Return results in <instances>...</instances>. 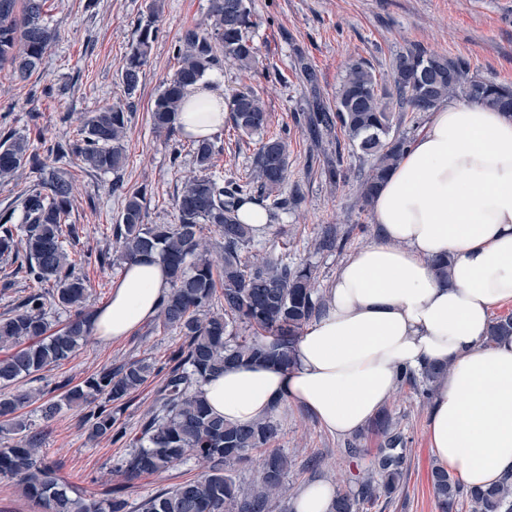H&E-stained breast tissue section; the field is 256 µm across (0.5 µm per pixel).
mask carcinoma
I'll return each instance as SVG.
<instances>
[{
    "label": "carcinoma",
    "instance_id": "obj_1",
    "mask_svg": "<svg viewBox=\"0 0 512 512\" xmlns=\"http://www.w3.org/2000/svg\"><path fill=\"white\" fill-rule=\"evenodd\" d=\"M45 2L0 0V65L10 64L21 81L38 70L59 37L46 18ZM156 16L152 9L139 23L127 55L121 79L129 96L141 82L157 38ZM251 26L250 0H209L207 22L184 29L175 45L178 68L164 83L151 110L156 133L175 136V116L186 88L215 67L219 55L242 69L251 68L256 61L255 44L247 34ZM300 71L311 92L307 125L312 136L319 140L337 125L351 145L372 160L358 189L365 205L409 147L407 138L392 134L391 94H396L404 112H431L446 100L461 99L512 113V84L481 76L464 59L453 60L418 47L394 57L389 85L364 62H353L331 105L317 88L315 70L302 61ZM231 112L237 131L260 136L249 175L257 185L258 200L269 211L288 207V198L280 196L288 170L287 145L281 136L268 135L264 102L249 91H239L232 97ZM127 124L123 106L98 108L84 119L78 139L59 143L51 152L58 161L74 157L87 169L117 173L126 162L122 142ZM193 147L199 174L185 183L175 200L177 223H145V195L134 191L125 196L119 223L112 225L122 263L154 256L168 269L170 288L154 328L182 339L169 356L170 366H160L150 358L131 359L76 385L60 381L55 386L58 398L47 399L39 388L13 391L11 387L69 361L88 341L95 329V313L87 308L89 281L78 265L103 266L110 263V257L100 252L84 254L78 262L72 259L69 246L79 237V228L66 223L72 204L71 182L48 164L28 135L17 131L0 135V183L15 180L27 169L35 174L20 205L0 214V257L24 251L29 281L54 285L47 292H30L18 311L0 317V420L6 423L0 426V478L15 481L23 496L40 505L41 512H270L285 492L290 460L274 447L279 426L273 415L246 425L228 422L211 412L202 387L227 365L293 366L301 330L326 300L315 288L310 265L290 260L286 253L252 260L244 256L253 229L237 218L244 203L243 187L215 174L211 142L195 140ZM206 225L223 240L224 254L218 265L203 237ZM349 237L350 231L328 224L316 240L317 250H340ZM218 296L224 308L216 311ZM54 311L68 314L65 323L56 326L51 322ZM509 336L512 315L493 322L490 340ZM447 372L445 366L430 365L419 377L404 374L403 381L419 382L415 390L427 399ZM158 376L161 384L155 408L143 419L138 433L129 437L116 427L124 400ZM41 399L45 419L64 408H84L89 438L108 437L130 444L134 451L118 469L127 480L190 460L206 464L207 470L152 492L133 511L119 486L104 499L80 493L58 476L59 465L48 457L43 434L18 419L21 409ZM367 432L383 435L371 475L358 482L357 490L338 492L332 512H368L400 484L406 448L403 438L391 432L388 410L368 424ZM255 448H265L267 453L259 476L245 489L235 479V466ZM431 481L441 512H456L462 499L470 512H512L510 481L466 489L441 466L431 470Z\"/></svg>",
    "mask_w": 512,
    "mask_h": 512
}]
</instances>
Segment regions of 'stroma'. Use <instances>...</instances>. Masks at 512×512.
Listing matches in <instances>:
<instances>
[{
    "label": "stroma",
    "mask_w": 512,
    "mask_h": 512,
    "mask_svg": "<svg viewBox=\"0 0 512 512\" xmlns=\"http://www.w3.org/2000/svg\"><path fill=\"white\" fill-rule=\"evenodd\" d=\"M151 2L46 0V17L58 29L59 39L38 71L21 82L9 66L0 67V133L27 132L43 152L56 142L75 139L84 113L115 104L131 106L124 141L126 164L120 174L88 171L75 160L59 164L73 184L67 221L79 228V239L70 248L76 255L115 253L110 227L128 191H144L146 223H175L174 200L197 172L190 139L180 134L170 141L157 136L150 115L177 65L174 46L179 34L205 19L209 0H159L158 37L141 83L129 95L121 72L135 29L148 16ZM252 13L249 34L258 49L254 66L244 71L225 59L216 71L224 78L225 96L246 88L264 101L270 131L280 134L288 148L283 193L299 194L300 202L279 212L265 232L255 234L248 251L285 252L295 261L313 265L316 286L323 289L345 259L375 239L372 209L362 205L358 194L370 161L343 133H334L332 140L319 145L310 139L302 118L309 88L296 66L297 58L305 57L315 69L319 90L328 101L334 99L353 61L364 62L385 79L395 55L415 45L467 58L481 76L512 84V0H252ZM211 142L219 174L227 179L248 176L258 136L236 131L228 120ZM337 152L343 156L344 176L331 183L324 176V158ZM327 224L350 230L343 249L316 250L315 240ZM180 343L179 336L158 333L148 321L118 340L94 337L72 360L42 372L38 381L20 382L19 387L49 391L60 380L78 384L130 359L161 362ZM430 407V401L409 384L398 385L391 394L387 408L406 445L404 477L398 491L380 499L371 512H440L429 479L436 463L427 436ZM23 415L33 428L46 432V446L61 465L60 476L99 499L121 484L133 506L147 494L201 471L191 461L126 483L115 468L128 457L129 448L107 437L88 441L82 411L65 410L46 420L32 405ZM274 417L280 428L278 446L292 461L285 480L286 504H294L301 490L315 481L341 490L355 487L371 469L376 440L331 434L297 405L276 411ZM314 456L321 463L312 469L307 462Z\"/></svg>",
    "instance_id": "stroma-1"
}]
</instances>
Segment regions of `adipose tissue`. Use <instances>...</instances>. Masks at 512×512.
<instances>
[{
    "mask_svg": "<svg viewBox=\"0 0 512 512\" xmlns=\"http://www.w3.org/2000/svg\"><path fill=\"white\" fill-rule=\"evenodd\" d=\"M225 117L224 79L211 76L188 88L175 124L203 140ZM371 207L377 237L340 266L325 309L299 337L295 365L226 368L204 384V398L240 425L299 405L349 436L386 405L403 373L445 364L430 448L467 486L498 483L512 476V336L488 335L493 309L512 302V115L443 103ZM439 257L451 260L444 279L432 266ZM169 285L158 259L126 264L98 336L119 339L152 319Z\"/></svg>",
    "mask_w": 512,
    "mask_h": 512,
    "instance_id": "ef3b65f1",
    "label": "adipose tissue"
}]
</instances>
